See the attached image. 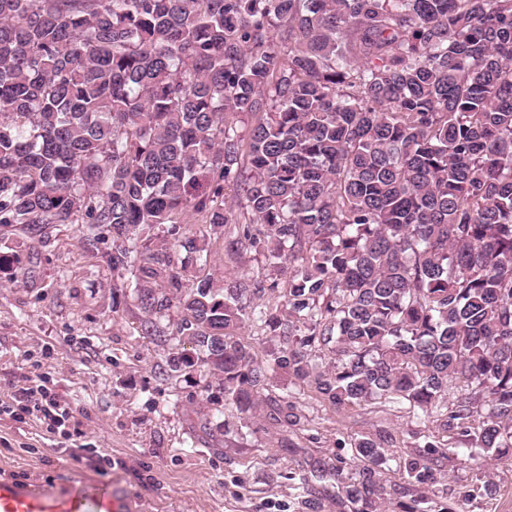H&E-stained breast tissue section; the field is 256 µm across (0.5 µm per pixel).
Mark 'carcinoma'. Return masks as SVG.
<instances>
[{
    "label": "carcinoma",
    "mask_w": 512,
    "mask_h": 512,
    "mask_svg": "<svg viewBox=\"0 0 512 512\" xmlns=\"http://www.w3.org/2000/svg\"><path fill=\"white\" fill-rule=\"evenodd\" d=\"M189 210L269 274H188L181 253L210 260ZM0 224L106 228L166 375L214 378L217 431L264 399L296 424L268 395L286 375L456 429L469 462L512 457V0H0ZM250 322L263 359L236 337ZM387 444L310 474L378 512ZM446 458L405 460L399 512H433ZM241 340L248 342L253 347L257 358H263L269 340L270 333L260 323H250L239 333Z\"/></svg>",
    "instance_id": "carcinoma-1"
}]
</instances>
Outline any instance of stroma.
<instances>
[{"label": "stroma", "mask_w": 512, "mask_h": 512, "mask_svg": "<svg viewBox=\"0 0 512 512\" xmlns=\"http://www.w3.org/2000/svg\"><path fill=\"white\" fill-rule=\"evenodd\" d=\"M184 222L207 237V274L267 275L254 251L225 256L223 237L209 234L201 215L188 213ZM91 234L86 224H59L34 245L16 227H0V242L20 258L15 274L0 277V400L26 377L42 376L80 431L66 438L24 413L0 415V479L49 488L87 480L135 500L141 512H351L332 480L304 482L301 474L318 461L349 460L355 437L391 436L390 452L403 460L430 443L459 446L457 433L409 419L392 404L334 407L286 379L276 392L289 396L298 425L229 404V427L216 431L204 379L163 376L166 345L138 333V282L113 283L112 242L91 248ZM441 469L437 504L512 512V458L479 467L452 455ZM482 477L491 478L494 492L469 498Z\"/></svg>", "instance_id": "obj_1"}]
</instances>
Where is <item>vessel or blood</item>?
Returning a JSON list of instances; mask_svg holds the SVG:
<instances>
[{
  "instance_id": "vessel-or-blood-1",
  "label": "vessel or blood",
  "mask_w": 512,
  "mask_h": 512,
  "mask_svg": "<svg viewBox=\"0 0 512 512\" xmlns=\"http://www.w3.org/2000/svg\"><path fill=\"white\" fill-rule=\"evenodd\" d=\"M136 501L90 482L60 489L0 480V512H136Z\"/></svg>"
}]
</instances>
